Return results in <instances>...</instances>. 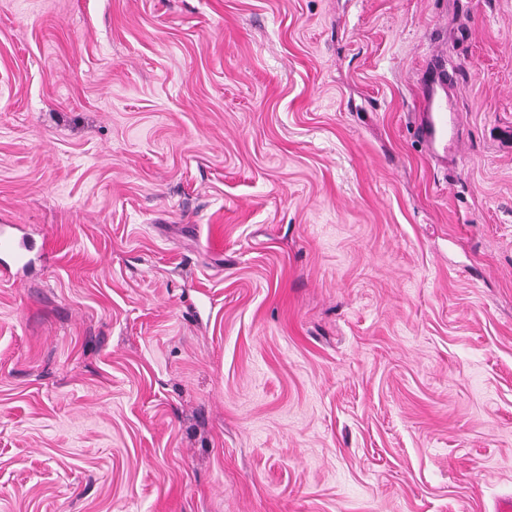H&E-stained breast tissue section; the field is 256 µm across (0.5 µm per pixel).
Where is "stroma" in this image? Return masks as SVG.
I'll use <instances>...</instances> for the list:
<instances>
[{"label":"stroma","instance_id":"1","mask_svg":"<svg viewBox=\"0 0 512 512\" xmlns=\"http://www.w3.org/2000/svg\"><path fill=\"white\" fill-rule=\"evenodd\" d=\"M1 224L0 512L512 498V0H0ZM444 71L434 64L427 67L416 118L418 138L428 154L441 162L448 158V131L452 133L451 144L454 145L457 127V113H448V83Z\"/></svg>","mask_w":512,"mask_h":512}]
</instances>
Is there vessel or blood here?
Listing matches in <instances>:
<instances>
[{
	"instance_id": "vessel-or-blood-1",
	"label": "vessel or blood",
	"mask_w": 512,
	"mask_h": 512,
	"mask_svg": "<svg viewBox=\"0 0 512 512\" xmlns=\"http://www.w3.org/2000/svg\"><path fill=\"white\" fill-rule=\"evenodd\" d=\"M447 90L444 71L433 65L427 67L416 132L428 154L441 162L448 157V134L457 127V115L448 109Z\"/></svg>"
}]
</instances>
